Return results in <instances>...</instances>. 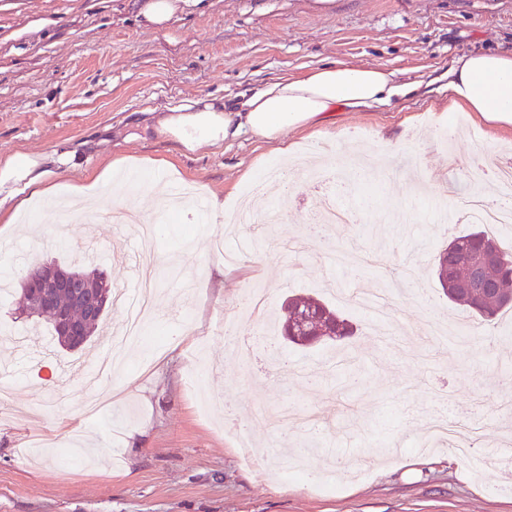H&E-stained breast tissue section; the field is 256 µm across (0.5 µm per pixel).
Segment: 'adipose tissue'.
Masks as SVG:
<instances>
[{"instance_id":"1","label":"adipose tissue","mask_w":512,"mask_h":512,"mask_svg":"<svg viewBox=\"0 0 512 512\" xmlns=\"http://www.w3.org/2000/svg\"><path fill=\"white\" fill-rule=\"evenodd\" d=\"M399 90L392 71L334 62L296 77L278 78L239 99L190 101L157 114L152 130L190 148L228 142L243 134L277 141L286 131L321 124L334 106L382 105ZM448 103L449 111L474 112L495 127L512 129V51L458 57L448 71Z\"/></svg>"}]
</instances>
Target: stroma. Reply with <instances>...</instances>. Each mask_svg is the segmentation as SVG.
Segmentation results:
<instances>
[{"mask_svg":"<svg viewBox=\"0 0 512 512\" xmlns=\"http://www.w3.org/2000/svg\"><path fill=\"white\" fill-rule=\"evenodd\" d=\"M138 0H0V160L43 157L38 199L16 184L13 224L0 213V277L18 281L33 260L91 262L112 285L103 331L75 351L61 348L45 319L0 295V512H512L488 459L512 441L490 393L498 366L512 365V310L486 324L450 303L434 274L439 251L466 222L443 221L460 197L474 148L491 166L512 162V129L448 109V70L461 54L512 50V0H202L160 31L145 28ZM329 62L381 66L419 89L390 104L335 107L321 126L281 142L250 135L185 148L150 129L154 113L196 97L233 98L282 75ZM288 168L287 194L249 195L269 165ZM362 176L347 180L351 166ZM232 206L247 197L252 223L235 235L210 212L185 204L167 222L164 183ZM94 185L87 215L116 207L158 225L152 244L156 293L143 347L113 378L119 398L90 418L80 361L105 364L104 333L126 319L141 248L130 229L65 220L59 199ZM334 188L350 215L314 223L319 186ZM223 236L244 252L236 274L218 279ZM416 262L420 289L397 292L406 343L385 348L365 313L339 300L354 289L392 287L388 267ZM267 289L283 356L258 348L238 362L224 322L255 324L239 307L247 285ZM320 296L354 326L339 343L299 348L281 340L278 317L291 295ZM463 330L466 349L423 355L430 318ZM350 356L362 378L343 385L328 360ZM448 377V398L433 385ZM292 406L316 426L279 430L255 411ZM468 409L484 438L474 455L421 449L441 411Z\"/></svg>","mask_w":512,"mask_h":512,"instance_id":"35a3bbf8","label":"stroma"}]
</instances>
